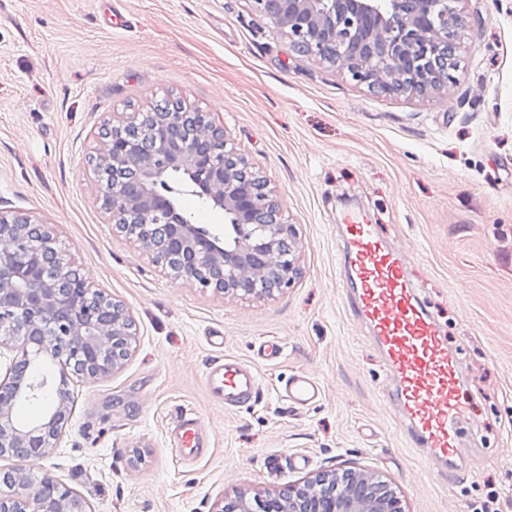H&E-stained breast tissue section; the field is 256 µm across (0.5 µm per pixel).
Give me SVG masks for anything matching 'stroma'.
<instances>
[{"label": "stroma", "instance_id": "35a3bbf8", "mask_svg": "<svg viewBox=\"0 0 512 512\" xmlns=\"http://www.w3.org/2000/svg\"><path fill=\"white\" fill-rule=\"evenodd\" d=\"M0 0V208L51 225L94 290L131 313L129 357L68 379L69 418L48 456L0 458L79 491L91 512H212L355 469L404 512H512V0H463L454 83L377 95L299 57L249 0ZM165 98L209 113L296 231L298 279L244 296L175 277L121 232L90 160L102 125ZM357 216L405 254L418 296L458 357L474 415L446 474L408 481L423 449L399 429L369 328L351 320L336 262ZM224 339L223 349L210 344ZM278 339L283 356L258 354ZM226 352L252 363L257 402L224 410L203 381ZM308 370L324 395L293 409L279 388ZM205 424V453L166 452L176 410Z\"/></svg>", "mask_w": 512, "mask_h": 512}]
</instances>
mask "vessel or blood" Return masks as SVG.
I'll return each instance as SVG.
<instances>
[{"label":"vessel or blood","instance_id":"b4317fda","mask_svg":"<svg viewBox=\"0 0 512 512\" xmlns=\"http://www.w3.org/2000/svg\"><path fill=\"white\" fill-rule=\"evenodd\" d=\"M347 245L337 258L347 272L352 319L369 324L392 376L391 397L407 438L425 450L439 468L458 455L468 406L461 398L458 359L448 349L440 325L427 312L408 279L401 256L387 248L374 225L349 219ZM211 397L233 410L254 400L260 377L254 367L227 354L205 371ZM285 400L298 407L315 404L322 386L310 372L291 373L281 386ZM199 419L186 410L175 415L169 453L188 461L203 452Z\"/></svg>","mask_w":512,"mask_h":512}]
</instances>
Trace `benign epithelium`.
Here are the masks:
<instances>
[{"label": "benign epithelium", "mask_w": 512, "mask_h": 512, "mask_svg": "<svg viewBox=\"0 0 512 512\" xmlns=\"http://www.w3.org/2000/svg\"><path fill=\"white\" fill-rule=\"evenodd\" d=\"M253 11L275 23L290 47L308 60L338 67L350 81L377 94L425 93L456 81L459 30L466 20L462 0H250ZM151 134L128 139L122 128L107 133L102 158L132 168L135 178L105 191L116 224L136 241L155 244L179 258L169 268L201 288L244 294L287 288L298 267L284 244L291 224L260 177L245 179V160L228 146L224 129L208 113L177 106L153 112ZM185 172L195 193L224 213L235 238L202 232L175 206L165 180ZM51 225L33 224L19 212L0 210V337L17 342V352L0 378V457L43 458L57 447L69 392L63 369L89 378L114 370L130 353L134 321L120 303L92 293L69 264L56 262ZM225 271L200 277L197 269ZM62 369L60 380L44 365ZM53 394L45 416L20 423L17 403ZM335 480L322 474L281 491L283 512H403L400 500L373 493L354 481L329 498L311 494ZM0 512H85L78 493L46 474L31 495L0 494Z\"/></svg>", "instance_id": "obj_1"}]
</instances>
